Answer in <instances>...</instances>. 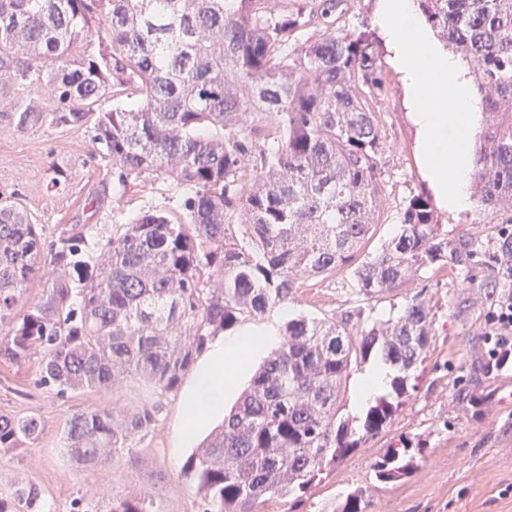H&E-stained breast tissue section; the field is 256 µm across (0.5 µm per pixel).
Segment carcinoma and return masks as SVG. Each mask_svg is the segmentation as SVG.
I'll return each instance as SVG.
<instances>
[{"label": "carcinoma", "instance_id": "1", "mask_svg": "<svg viewBox=\"0 0 512 512\" xmlns=\"http://www.w3.org/2000/svg\"><path fill=\"white\" fill-rule=\"evenodd\" d=\"M314 2L0 0V118L19 131L88 126L118 187L162 176L180 193L175 209L142 205L112 236L96 277L54 288L38 306L25 293L40 270L41 229L0 194V322H13L0 359L42 353L39 383L62 395L125 387L143 396L132 410L72 415L70 461L101 468L147 435L162 397L219 332L288 307L303 277L350 274L359 303L329 320L289 318L280 346L189 457L202 512L301 498L391 423L430 348L429 311L413 295L381 320L368 300L449 263L471 284L484 273L475 284L487 287L512 261V0H417L445 46L475 63L487 120L472 189L497 214L496 233L448 237L418 193L373 252L384 145L374 42L336 26L342 0ZM311 26L322 34L299 42ZM81 242L63 240L56 259L76 258ZM372 359L395 370L393 397L370 406L358 430L342 400ZM41 431L33 414L0 413V452ZM412 469L405 448L373 465L384 483ZM10 499L15 509L0 501V512H40L42 491L29 481ZM109 512H153L152 500L114 497Z\"/></svg>", "mask_w": 512, "mask_h": 512}]
</instances>
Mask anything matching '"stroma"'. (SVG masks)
<instances>
[{
	"mask_svg": "<svg viewBox=\"0 0 512 512\" xmlns=\"http://www.w3.org/2000/svg\"><path fill=\"white\" fill-rule=\"evenodd\" d=\"M377 67L385 78L378 105L384 148L379 159L382 217L370 240L378 247L399 229L408 198L428 192L414 152L413 129L403 104V86L377 49ZM65 183L50 190L52 177ZM0 193L15 195L33 223L43 227L45 264L27 285L30 302L45 303L52 288L80 285L94 273L106 243L143 201L170 203V181L157 178L147 187L112 190V170L98 155L92 131L36 127L16 130L0 118ZM443 232L467 231L488 238L494 213L472 208L451 214L437 211ZM82 234L83 265L56 263L61 239ZM420 295L429 309L430 350L412 373L408 392L390 425L366 440L319 486L307 502L273 499L261 512H332L348 493L361 490L363 512H512V364L489 370L487 319L494 306L512 295V279L498 288H472L456 267L421 270L403 294L375 304L388 317L391 304ZM297 309L323 319L355 305L346 273L301 280ZM40 355L18 365L0 363V412L36 414L39 440L0 455V497L14 485L38 483L45 492L42 512H108L118 494L154 495L159 512H199L200 498L184 467L192 446L182 445L176 428L183 416V396L190 377L163 398L164 408L150 432L131 440V450L96 470L78 468L63 451V434L74 413L112 406L134 408L126 390L59 394L39 385ZM412 450L414 468L402 480L381 483L373 464L391 447Z\"/></svg>",
	"mask_w": 512,
	"mask_h": 512,
	"instance_id": "obj_1",
	"label": "stroma"
}]
</instances>
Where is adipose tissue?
Masks as SVG:
<instances>
[{
    "label": "adipose tissue",
    "instance_id": "obj_1",
    "mask_svg": "<svg viewBox=\"0 0 512 512\" xmlns=\"http://www.w3.org/2000/svg\"><path fill=\"white\" fill-rule=\"evenodd\" d=\"M241 342L234 335L208 343L194 368V379L185 397V409L194 421L193 427L178 426L177 436L181 442H191L199 426L223 412L224 391L230 380L225 374L224 358L234 355Z\"/></svg>",
    "mask_w": 512,
    "mask_h": 512
}]
</instances>
